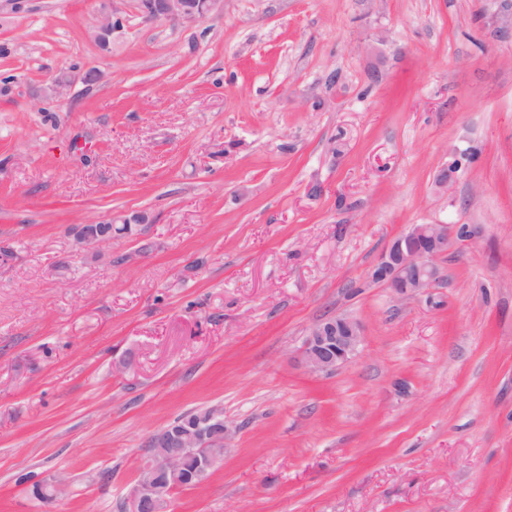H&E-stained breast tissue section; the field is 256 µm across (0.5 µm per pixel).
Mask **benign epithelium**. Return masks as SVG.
<instances>
[{
    "label": "benign epithelium",
    "mask_w": 512,
    "mask_h": 512,
    "mask_svg": "<svg viewBox=\"0 0 512 512\" xmlns=\"http://www.w3.org/2000/svg\"><path fill=\"white\" fill-rule=\"evenodd\" d=\"M125 0H100L93 39L102 48L109 46L123 25ZM495 14L499 27L512 34V0H498ZM143 18L192 24L224 12V0H137ZM461 163L442 168L435 185L448 191V183L457 178ZM148 216L135 214L115 217L106 222L78 227L77 241L86 248L108 242L118 234L117 224H144ZM466 235L450 224H411L393 239L374 266L371 277L385 284L396 297H413L426 292L441 278L437 259L448 252L456 235ZM362 343L360 323L348 316L336 315L314 323L308 330L300 352V363L310 373H328L353 360ZM224 415L209 409L192 421L170 424L148 438L147 456L130 497L128 512H166L172 492L200 486L209 472L224 459ZM195 461L191 480H185L188 458Z\"/></svg>",
    "instance_id": "obj_1"
}]
</instances>
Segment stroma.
I'll use <instances>...</instances> for the list:
<instances>
[{"instance_id": "1", "label": "stroma", "mask_w": 512, "mask_h": 512, "mask_svg": "<svg viewBox=\"0 0 512 512\" xmlns=\"http://www.w3.org/2000/svg\"><path fill=\"white\" fill-rule=\"evenodd\" d=\"M0 0V512H126L157 429L221 408L167 512H512V35L494 0H224L181 24ZM98 83L51 97L54 76ZM463 163L447 192L439 169ZM148 223L84 248L77 225ZM466 226L424 294L371 279ZM336 315L363 331L298 362ZM59 484L35 507L30 482ZM100 13L96 19L93 39L102 48L109 46L114 35L121 31L123 25V2L125 0H100ZM466 233L465 228L451 224H411L389 243L371 277L395 297L420 295L440 280L437 259L448 252L452 237H467ZM360 323L336 315L314 323L300 352V363L310 373H328L353 360L362 343Z\"/></svg>"}]
</instances>
